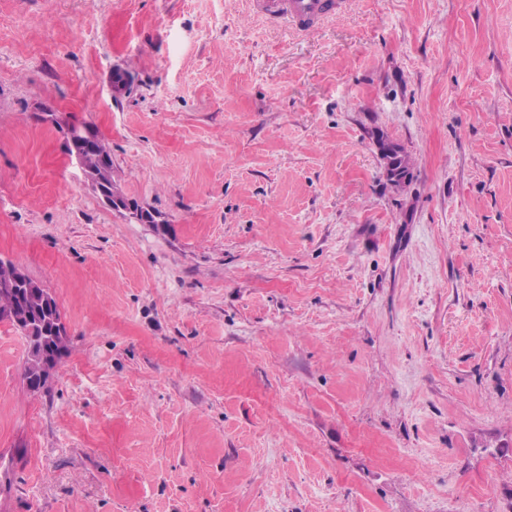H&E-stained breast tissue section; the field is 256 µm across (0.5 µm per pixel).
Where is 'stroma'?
<instances>
[{
  "mask_svg": "<svg viewBox=\"0 0 512 512\" xmlns=\"http://www.w3.org/2000/svg\"><path fill=\"white\" fill-rule=\"evenodd\" d=\"M0 257V512H512V0H0ZM255 13L265 19H285L300 34H309L328 18L342 13L346 0H253ZM87 131L90 136V140H88L90 146L82 151V160L76 155L75 157L81 166L83 161L86 172L94 181L95 189L99 195L102 196L97 186L100 187L103 194L112 199L111 208L127 209V202L130 199L118 189L116 183L112 180V154L110 150L100 141L93 129H87ZM381 158L385 160L386 168L398 176L399 179H405L410 175L411 163L408 155L404 154L396 145L392 143H381ZM4 267L0 268V320L9 321L27 340V355L23 365V380L28 388L34 383H45L43 361L48 356L56 359L67 347V335L65 326L61 321L57 329L63 335L55 338H46L42 343L37 336H42L37 325L33 323L58 321L61 311L56 300L43 304L42 297L31 296L20 303L17 294L12 290L16 286L5 277Z\"/></svg>",
  "mask_w": 512,
  "mask_h": 512,
  "instance_id": "obj_1",
  "label": "stroma"
}]
</instances>
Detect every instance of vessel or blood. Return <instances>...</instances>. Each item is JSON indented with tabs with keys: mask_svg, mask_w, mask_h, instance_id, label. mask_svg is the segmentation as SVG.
Here are the masks:
<instances>
[{
	"mask_svg": "<svg viewBox=\"0 0 512 512\" xmlns=\"http://www.w3.org/2000/svg\"><path fill=\"white\" fill-rule=\"evenodd\" d=\"M347 0H252L255 13L265 19L288 20L301 34H309L328 18L342 13Z\"/></svg>",
	"mask_w": 512,
	"mask_h": 512,
	"instance_id": "vessel-or-blood-1",
	"label": "vessel or blood"
}]
</instances>
